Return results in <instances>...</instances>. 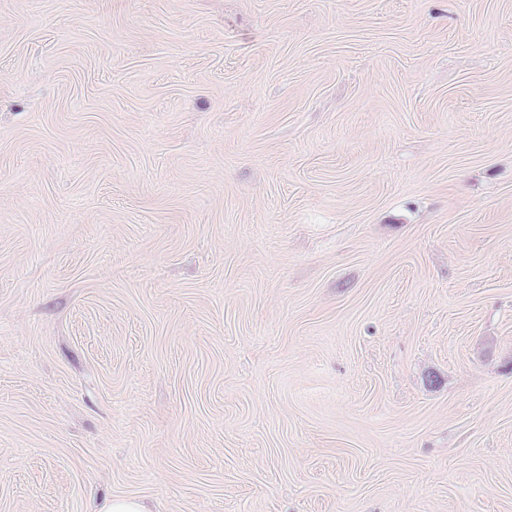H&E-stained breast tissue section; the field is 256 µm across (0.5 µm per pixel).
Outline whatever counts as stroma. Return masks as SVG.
Returning <instances> with one entry per match:
<instances>
[{
  "label": "stroma",
  "mask_w": 512,
  "mask_h": 512,
  "mask_svg": "<svg viewBox=\"0 0 512 512\" xmlns=\"http://www.w3.org/2000/svg\"><path fill=\"white\" fill-rule=\"evenodd\" d=\"M512 512V0H0V512Z\"/></svg>",
  "instance_id": "obj_1"
}]
</instances>
